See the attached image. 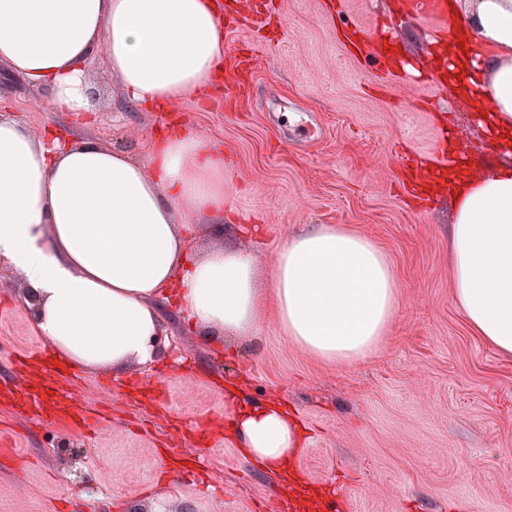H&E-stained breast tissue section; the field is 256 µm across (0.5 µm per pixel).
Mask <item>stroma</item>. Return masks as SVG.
I'll return each instance as SVG.
<instances>
[{
    "mask_svg": "<svg viewBox=\"0 0 512 512\" xmlns=\"http://www.w3.org/2000/svg\"><path fill=\"white\" fill-rule=\"evenodd\" d=\"M270 30L229 26L224 75L205 93L160 109L129 101L103 54L88 63L93 112L55 107L0 63V113L35 136L52 128L74 141L142 154L178 120L224 157V204L237 221L214 234L185 225L189 255L215 246L253 256L269 276L297 231L334 224L375 242L397 277L395 317L377 352L324 362L268 310L255 336L206 339L166 301L160 360L112 374L79 370L68 397L104 420L87 434L13 417L0 397V444L28 457L0 466V512H290L275 480L228 432L229 405L279 404L305 432L288 466L297 492L341 512H512V356L486 346L453 304L448 204L414 210L399 184V154L437 153L439 129L457 127L471 160L499 155L469 100L422 83L432 30L405 0H265ZM395 24L405 74L387 76L347 55L344 32L371 37ZM253 57L240 84L231 58ZM18 270L0 260V377L16 392L12 353L50 343L33 328Z\"/></svg>",
    "mask_w": 512,
    "mask_h": 512,
    "instance_id": "35a3bbf8",
    "label": "stroma"
}]
</instances>
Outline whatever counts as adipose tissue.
<instances>
[{"label":"adipose tissue","mask_w":512,"mask_h":512,"mask_svg":"<svg viewBox=\"0 0 512 512\" xmlns=\"http://www.w3.org/2000/svg\"><path fill=\"white\" fill-rule=\"evenodd\" d=\"M463 35L486 49L461 55L458 92L512 150V0H472ZM103 52L125 94L160 108L206 91L224 63L213 0H0V62L48 87L57 107L92 111L84 64ZM224 159L181 125L142 159L54 134L36 140L0 115V260L35 295L36 332L87 370L155 363L169 298L191 329L250 336L268 305L282 330L327 362L373 355L397 308V279L373 241L326 225L291 237L267 288L250 255L217 247L188 260L180 227L223 223ZM453 303L492 349L512 354V165L460 180L452 198ZM232 433L261 467L298 453L282 407H240Z\"/></svg>","instance_id":"adipose-tissue-1"}]
</instances>
